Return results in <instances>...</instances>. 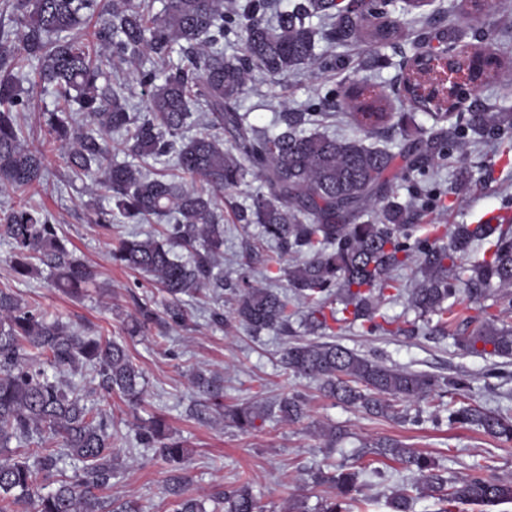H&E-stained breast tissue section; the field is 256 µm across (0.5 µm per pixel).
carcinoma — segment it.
Instances as JSON below:
<instances>
[{
    "instance_id": "obj_1",
    "label": "carcinoma",
    "mask_w": 512,
    "mask_h": 512,
    "mask_svg": "<svg viewBox=\"0 0 512 512\" xmlns=\"http://www.w3.org/2000/svg\"><path fill=\"white\" fill-rule=\"evenodd\" d=\"M389 0H360L358 8L336 0H296L276 23L262 19L265 0H249L224 15V0H164L152 14L143 0H6L11 26L0 27V188L25 191L45 175V147L56 143L68 153L79 176H94L112 199L110 210L95 212L92 222L117 219L127 224H158L160 231L144 238L131 233L119 239L112 259L142 275L164 297L163 311L153 299L138 303L126 330L146 336L156 325H185L189 314L183 297L208 288L224 287L217 271L224 254V192L252 177L261 187L237 220L257 225L261 240L285 254L303 255L300 263L283 269L287 289L254 287L247 281L232 289L231 314L211 311L217 327L234 318L255 336L264 331L290 330L293 301L310 305L305 327L335 336L342 323L361 322L371 333L388 332L393 321L382 311L386 292L401 295L394 277L398 269L415 266V288L407 310L414 318L396 332L407 338L445 336L448 315L467 301L479 316L456 330L459 345L469 353L512 359V225L458 224L453 231L433 225V237H417L412 228L414 206L398 200L397 180L413 184L448 164L450 150L466 140L502 138L512 132L507 100L495 109L480 107L453 93L438 99L421 92L417 70L434 54H448L453 63L483 80L493 71L511 70L507 51L498 53L479 38L464 41L458 28L434 20L429 0H401L403 19L389 16ZM454 8L481 22L487 0H456ZM93 17L91 40L71 30ZM332 20L322 31L312 18ZM238 24V54L224 57L216 46L225 25ZM420 25L414 53L404 59L398 87L389 95L377 85L351 80L342 98L328 106L344 112L359 132L336 137L314 129L315 112L283 106L273 132L252 126L239 112L240 97L250 73L286 78L315 60L319 38L340 45L352 41L374 51L373 65L385 59L381 50L393 46L404 27ZM156 67L138 70L145 105L133 112L123 90L101 81L108 64ZM36 61L35 83L53 89L59 106L42 113L44 139L27 140L18 110L30 97L16 77L25 61ZM411 111H397L396 101ZM207 111L204 131L192 107ZM426 113L430 130L411 129L412 112ZM85 118L78 124L77 117ZM395 132L400 148L394 153L376 139ZM129 160L112 162V135ZM229 147H224V136ZM173 163L176 174L148 166ZM201 178L196 187L185 178ZM370 219H364L365 215ZM0 238L10 246L12 269L19 278L49 270L57 287L82 295L96 285L97 272L80 261L40 210L13 207L0 215ZM484 245L480 256L474 246ZM186 253L181 257L175 253ZM491 304H486V301ZM343 308L338 310L334 304ZM56 369L52 379L44 366ZM284 371L312 377L324 395L347 406L379 416L418 423L396 403L411 404L436 389L464 391V378L441 380L426 372L388 366L350 350L334 340L291 343L283 348ZM88 369L98 386L138 405L144 395L143 374L122 344L101 336H84L69 323L29 308L13 291L0 289V512L31 499L40 482L58 470L65 457L82 462L68 480L33 501L34 512H143L132 498H106L96 491L109 487L123 436L112 419L94 416L65 373ZM194 384L221 407L220 380L198 370ZM280 417L297 423L307 416V404L297 394L281 399ZM242 431L256 428L267 408L246 403L224 411ZM448 421L476 428L512 442V417L482 407L448 408ZM138 442L157 449L170 465L167 492L174 512H204L201 504L182 496L186 481L183 442L166 435L155 420L136 429ZM36 446L31 456L9 455V448ZM370 453L404 466L414 474L411 484L393 490L391 512H412L418 496L440 504L512 503V481L485 476L471 465L465 477L451 476L428 456L395 439H379ZM362 470L340 464L333 472L313 475L336 494L320 501L316 512H350L359 491ZM224 512H264L249 488L224 492Z\"/></svg>"
}]
</instances>
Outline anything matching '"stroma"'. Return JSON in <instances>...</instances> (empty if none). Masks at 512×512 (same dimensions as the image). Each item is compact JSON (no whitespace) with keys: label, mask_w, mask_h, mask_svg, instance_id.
I'll return each mask as SVG.
<instances>
[{"label":"stroma","mask_w":512,"mask_h":512,"mask_svg":"<svg viewBox=\"0 0 512 512\" xmlns=\"http://www.w3.org/2000/svg\"><path fill=\"white\" fill-rule=\"evenodd\" d=\"M331 52L342 59L333 70L316 64L285 80L253 74L242 102L250 122L262 130L273 129L282 108L288 106L323 113L321 128L327 133L349 134L346 116L329 109V101L341 97L351 78L393 87L399 63L412 49L409 41H400L379 68L368 71L361 67L368 52L364 44L333 49L326 42H318L319 58ZM510 144L512 133L502 140L486 139L453 149L447 167L429 180L431 187L441 192L444 204L418 218V236H425L431 224L448 228L474 224L492 215L512 224V152L506 150ZM46 165L43 182L23 195L0 191V209L20 200L42 208L58 224L68 248L94 267L97 286L87 296L74 298L53 288L47 275L17 278L7 261L10 248L0 241V289H11L29 306L70 322L84 335H102L125 343L142 369L145 391L136 407L129 406L120 395L103 393L84 375L71 377L83 402L111 415L113 423L129 437L121 450V464L112 476V495L134 496L147 512H172V500L165 492L167 465L154 449L139 446L132 439L135 425L154 417L162 418L168 432L184 442L188 450L185 494L201 500L207 512H212L215 499L226 490L244 484L267 512H287L300 503L307 512H314L320 499L333 495L334 490L327 484H309L310 474L332 471L341 463L364 469L352 512H390L386 505L389 488L411 481L413 475L394 461L366 452V445L380 437L401 440L461 476L477 462L486 474L512 480V442L506 444L449 423L446 411L448 403L454 401L512 415V361L464 353L448 335L415 339L368 335L355 325L338 331V343L386 364L469 381L465 392L442 390L422 402L424 413H437L438 422L412 426L339 404L323 395L316 380L284 373L279 363L282 349L289 342L309 338L300 325H293L287 336L276 332L254 336L236 323L221 329L211 323V309L232 307L230 285L244 279L265 288L277 271L276 245L260 242L257 226H243L234 216L237 208L249 204L257 182L224 195L221 268L227 290L211 289L186 298V327L156 328L148 336L131 338L123 329V321L134 313L147 291L139 287L138 273L113 263L111 249L130 230L145 236L156 227L89 223L94 211L111 208L109 193L92 178L75 176L62 152L49 153ZM465 170L470 173L466 182L460 179ZM198 370L223 381L225 405L253 401L273 405L298 393L307 402L308 416L291 424L273 412L256 430L241 431L219 415L208 396L195 386L192 374ZM327 424L345 431L344 438L332 448L319 435L320 426Z\"/></svg>","instance_id":"obj_1"}]
</instances>
